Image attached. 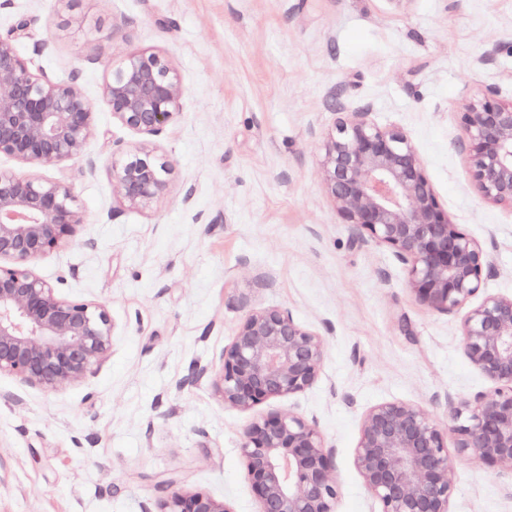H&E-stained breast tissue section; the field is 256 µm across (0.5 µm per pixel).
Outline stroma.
Returning a JSON list of instances; mask_svg holds the SVG:
<instances>
[{
	"label": "stroma",
	"instance_id": "stroma-1",
	"mask_svg": "<svg viewBox=\"0 0 512 512\" xmlns=\"http://www.w3.org/2000/svg\"><path fill=\"white\" fill-rule=\"evenodd\" d=\"M56 81L77 78L95 112L85 161L0 170L70 185L80 242L36 273L61 296L105 305L112 346L97 371L52 394L0 376V512H157L176 477L232 512H257L241 443L255 414L315 420L335 450L337 512H380L353 462L364 413L384 401L439 423L449 400L492 394L467 359L461 314L418 301L386 247L354 241L322 176L342 90L401 128L454 223L488 252L489 292L512 295V207L484 201L456 146L459 114L487 89L512 100V0H0V35ZM156 52L183 86L155 153L164 194L116 195L115 148L143 137L103 97L129 50ZM253 308L289 311L326 340L318 380L257 412L226 405L214 380ZM205 369L187 384L192 369ZM451 512H512V473L452 457Z\"/></svg>",
	"mask_w": 512,
	"mask_h": 512
}]
</instances>
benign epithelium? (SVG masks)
Masks as SVG:
<instances>
[{
    "mask_svg": "<svg viewBox=\"0 0 512 512\" xmlns=\"http://www.w3.org/2000/svg\"><path fill=\"white\" fill-rule=\"evenodd\" d=\"M26 25L0 37V155L32 166L84 158L95 132L94 111L74 81L32 71L17 42ZM104 97L112 116L146 137L112 162V185L132 208L164 193L170 165L150 146L178 116L183 88L161 55L130 50L110 71ZM342 90L326 106L338 115L324 145V184L355 240L392 250L417 299L440 314L481 301L462 319L463 349L495 384L493 395L451 401L448 423L400 400L369 408L354 465L382 512H451L450 452L512 472V295L490 294L493 274L482 245L442 206L407 134L380 127L370 109L343 111ZM469 177L480 196L512 206V102L488 89L460 112ZM85 214L65 183L0 172V375L46 392L92 375L112 346V321L98 303L62 297L33 264L77 243ZM324 339L286 310L252 309L224 348L216 389L243 411L302 393L317 381ZM242 456L258 512H336L334 449L314 420L290 410L255 417ZM159 512H231L203 491L163 485Z\"/></svg>",
    "mask_w": 512,
    "mask_h": 512,
    "instance_id": "7a95c632",
    "label": "benign epithelium"
}]
</instances>
